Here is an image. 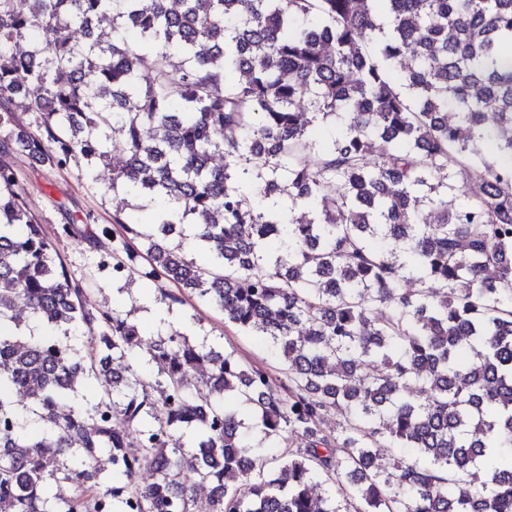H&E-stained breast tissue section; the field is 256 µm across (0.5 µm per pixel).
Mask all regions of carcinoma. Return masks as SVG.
Wrapping results in <instances>:
<instances>
[{
    "mask_svg": "<svg viewBox=\"0 0 512 512\" xmlns=\"http://www.w3.org/2000/svg\"><path fill=\"white\" fill-rule=\"evenodd\" d=\"M33 3L0 0V127L20 96L41 114L0 155L89 174L121 139L112 193L162 207L114 215L100 266L146 258L160 300L195 293L285 368L85 307L0 159V512H195L201 484L211 512H512V0ZM139 351L157 374L114 370Z\"/></svg>",
    "mask_w": 512,
    "mask_h": 512,
    "instance_id": "carcinoma-1",
    "label": "carcinoma"
}]
</instances>
